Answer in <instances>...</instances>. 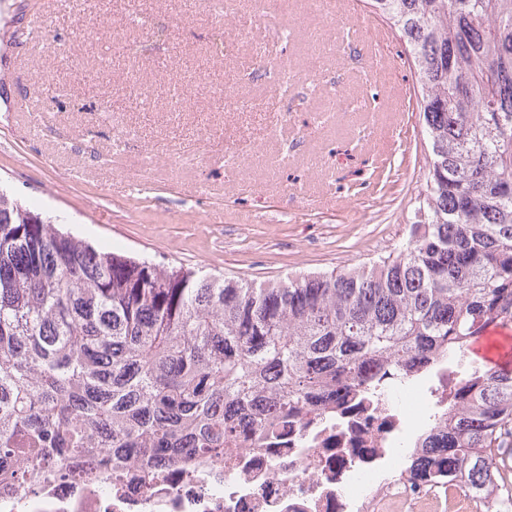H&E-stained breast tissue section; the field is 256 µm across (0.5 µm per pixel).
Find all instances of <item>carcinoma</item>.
<instances>
[{
	"instance_id": "1",
	"label": "carcinoma",
	"mask_w": 512,
	"mask_h": 512,
	"mask_svg": "<svg viewBox=\"0 0 512 512\" xmlns=\"http://www.w3.org/2000/svg\"><path fill=\"white\" fill-rule=\"evenodd\" d=\"M420 86L427 178L369 268L256 284L95 247L0 189V484L117 477L266 444L340 395L463 363L431 480L512 512V0H371Z\"/></svg>"
}]
</instances>
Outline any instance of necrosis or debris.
Returning a JSON list of instances; mask_svg holds the SVG:
<instances>
[{
    "mask_svg": "<svg viewBox=\"0 0 512 512\" xmlns=\"http://www.w3.org/2000/svg\"><path fill=\"white\" fill-rule=\"evenodd\" d=\"M455 379L443 359L425 388L341 402L274 447L255 446L247 427L207 465L166 466L153 480L132 467L117 489L75 467L48 486L0 491V512H466L468 492L422 481L428 453L410 447L447 408Z\"/></svg>",
    "mask_w": 512,
    "mask_h": 512,
    "instance_id": "obj_1",
    "label": "necrosis or debris"
}]
</instances>
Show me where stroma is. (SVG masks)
Listing matches in <instances>:
<instances>
[{
    "instance_id": "35a3bbf8",
    "label": "stroma",
    "mask_w": 512,
    "mask_h": 512,
    "mask_svg": "<svg viewBox=\"0 0 512 512\" xmlns=\"http://www.w3.org/2000/svg\"><path fill=\"white\" fill-rule=\"evenodd\" d=\"M0 0V187L95 246L261 283L387 257L406 237L425 184L417 83L404 42L384 45L407 91L404 124L351 41L314 67L308 29L341 22L298 8L291 38L259 11L204 0ZM51 20L41 46L24 33ZM126 25L136 54L99 20ZM283 51L299 78L266 70ZM233 92L224 110L212 92ZM36 104L33 112L20 103Z\"/></svg>"
}]
</instances>
